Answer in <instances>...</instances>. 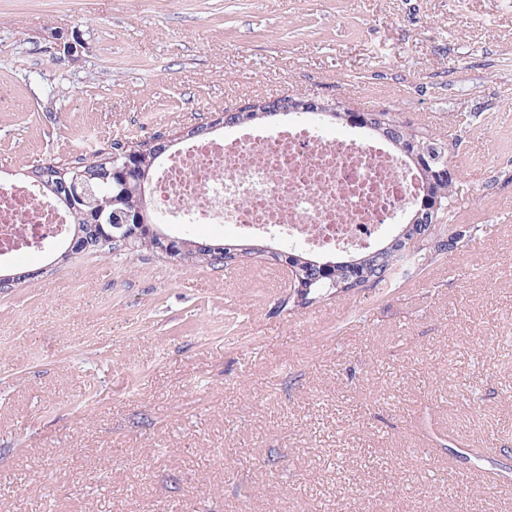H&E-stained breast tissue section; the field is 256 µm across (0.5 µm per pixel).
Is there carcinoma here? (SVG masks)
Segmentation results:
<instances>
[{
  "instance_id": "carcinoma-1",
  "label": "carcinoma",
  "mask_w": 512,
  "mask_h": 512,
  "mask_svg": "<svg viewBox=\"0 0 512 512\" xmlns=\"http://www.w3.org/2000/svg\"><path fill=\"white\" fill-rule=\"evenodd\" d=\"M370 116L374 117V125L380 128L374 135L381 136L397 151L405 150L411 154L424 151L420 156L423 165L419 175L422 184L429 189L430 200L436 204V209L413 224L400 225L398 233L376 249L330 260L331 267L325 273L320 267V259L299 252L285 257L277 256V260L284 261L303 284L299 296L280 301L285 309L309 307L328 296L348 293L356 288L391 286L411 269H422L437 262L446 253L465 243V239H471L482 231L479 224H471L464 230L451 224L453 203L458 196V179H450L446 184L435 182L439 170L445 167L453 170L448 146L422 129L404 125L390 112H372ZM121 149L122 146L114 145L109 153H97L90 159L76 161L72 165L50 160L26 169V180L36 185L48 200L73 216L70 232L61 241L62 249H67L69 242L77 235L88 240L89 255H107L116 251L105 235L106 226L98 223L101 215L112 218L114 224H126L130 229L145 222L153 223L148 205L142 202L138 194L137 183L132 181L127 184L109 177L111 170L123 166L128 160L122 156ZM128 161L149 177L158 163L153 151ZM74 179L80 183V190L83 191L80 200L66 196L61 188V182L69 183ZM123 249L149 252L171 260L185 253L193 262L212 266H227L239 256L265 252L263 245L256 242H210L192 237H177L168 245L144 229L129 233Z\"/></svg>"
}]
</instances>
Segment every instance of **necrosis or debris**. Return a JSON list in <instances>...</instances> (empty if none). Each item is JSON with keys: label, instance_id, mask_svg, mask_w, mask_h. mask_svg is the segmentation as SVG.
Instances as JSON below:
<instances>
[{"label": "necrosis or debris", "instance_id": "1", "mask_svg": "<svg viewBox=\"0 0 512 512\" xmlns=\"http://www.w3.org/2000/svg\"><path fill=\"white\" fill-rule=\"evenodd\" d=\"M383 142L327 138L288 123L274 131L188 141L159 171L151 207L174 224H228L312 250L365 248L419 190ZM70 215L24 180L0 185V261L62 236Z\"/></svg>", "mask_w": 512, "mask_h": 512}]
</instances>
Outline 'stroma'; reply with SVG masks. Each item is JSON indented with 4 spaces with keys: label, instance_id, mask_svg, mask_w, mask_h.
<instances>
[{
    "label": "stroma",
    "instance_id": "obj_1",
    "mask_svg": "<svg viewBox=\"0 0 512 512\" xmlns=\"http://www.w3.org/2000/svg\"><path fill=\"white\" fill-rule=\"evenodd\" d=\"M292 94L427 127L483 233L347 319L256 286L274 237L17 256L0 512H512V0H0V184Z\"/></svg>",
    "mask_w": 512,
    "mask_h": 512
}]
</instances>
